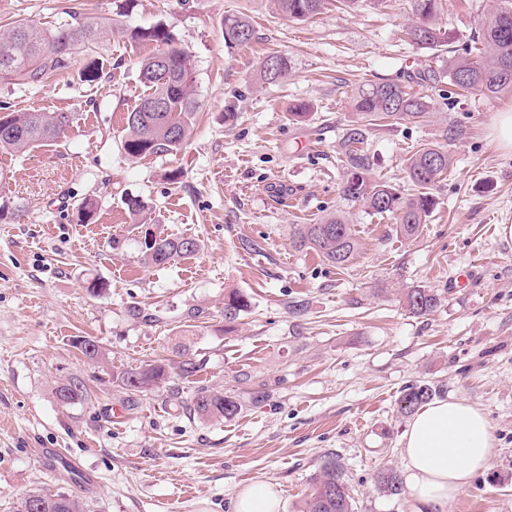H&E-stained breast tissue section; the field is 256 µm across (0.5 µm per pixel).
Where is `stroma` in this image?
Instances as JSON below:
<instances>
[{
  "label": "stroma",
  "instance_id": "1",
  "mask_svg": "<svg viewBox=\"0 0 512 512\" xmlns=\"http://www.w3.org/2000/svg\"><path fill=\"white\" fill-rule=\"evenodd\" d=\"M113 2L0 0V32L22 20L52 29L73 11L108 15ZM497 5L441 0L448 41L436 53L408 38L407 0H361L352 11L328 0L305 21L283 18L271 0H137L127 25H164L192 55L199 108L173 155L135 159L123 147L144 89L140 62L157 45L103 33L67 72L0 83L11 110L77 117L60 140L0 152V512H19L37 489L76 497L88 512H231L257 478L278 484L282 512H301L330 457L354 489L355 512H408L406 496L379 494L373 477L404 468L409 419L397 402L419 380L478 407L497 443L490 468L447 512H512V150L493 134L512 96L488 100L448 81L449 60ZM236 14L255 37L229 48L224 19ZM275 52L291 60L290 74L258 85ZM93 61L103 70L88 83L82 72ZM428 68L436 80L418 82ZM370 81L430 103L420 121L367 128L373 179L406 198L418 192L404 171L413 152L443 142L452 157L410 239L392 217L341 194V137L357 121L355 91ZM299 103L308 106L302 119L292 114ZM129 197L145 210L131 214ZM87 198L96 210L82 223L76 205ZM336 213L359 243L342 269L291 243L294 225ZM146 224L199 249L145 264ZM459 276L463 286L450 287ZM93 282L104 286L96 297ZM418 286L441 298L426 316L401 302ZM232 290L251 308L230 328ZM131 306L142 318L128 315ZM78 336L100 341L104 357L82 355ZM160 360L197 371L171 388L130 394L118 385L120 372ZM72 380L90 396L66 408L55 388ZM203 386L234 396L240 413L183 411ZM39 448L65 449L80 474L50 475Z\"/></svg>",
  "mask_w": 512,
  "mask_h": 512
}]
</instances>
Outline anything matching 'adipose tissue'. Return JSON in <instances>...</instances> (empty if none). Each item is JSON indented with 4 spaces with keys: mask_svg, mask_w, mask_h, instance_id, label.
Listing matches in <instances>:
<instances>
[{
    "mask_svg": "<svg viewBox=\"0 0 512 512\" xmlns=\"http://www.w3.org/2000/svg\"><path fill=\"white\" fill-rule=\"evenodd\" d=\"M401 454L410 512H446L472 477L489 468L496 442L478 408L453 398L437 399L410 419ZM281 506L276 484L260 478L237 495L233 512H280Z\"/></svg>",
    "mask_w": 512,
    "mask_h": 512,
    "instance_id": "obj_1",
    "label": "adipose tissue"
}]
</instances>
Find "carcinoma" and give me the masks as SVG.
Listing matches in <instances>:
<instances>
[{
	"label": "carcinoma",
	"instance_id": "cac0c4a2",
	"mask_svg": "<svg viewBox=\"0 0 512 512\" xmlns=\"http://www.w3.org/2000/svg\"><path fill=\"white\" fill-rule=\"evenodd\" d=\"M135 0H120L115 11L100 17H84L75 12L71 21L55 28L44 29L29 22H19L0 34V82L18 81L39 84L51 76L69 70L77 58L103 30L143 42L163 46L158 53L144 59L140 77L145 86L143 95L127 115L126 153L132 158L148 155H168L178 151L185 142L189 119L197 111L194 97L191 55L178 46L171 32L161 26L127 31L125 18ZM276 10L291 20H306L320 14L327 0H273ZM412 24L409 35L421 46L436 48L444 45L447 31L438 22L439 0H409ZM254 30L243 16L224 18V44L237 47L250 43ZM481 47L469 50L448 64V78L454 86L479 94L488 100L505 93L512 94V0L502 5L482 24ZM290 65L285 55H269L263 61L259 80L275 84L288 75ZM153 102H162L166 112L156 116L146 111ZM354 110L359 126L349 129L342 141L348 173L342 194L348 201L360 203L375 215L390 214L396 220V230L404 238L414 237L434 208L431 189L448 171L451 156L447 147H424L406 160L407 178L420 189L411 198L400 197L392 187L373 182L368 177L370 158L358 144L365 138V128L377 121L418 120L428 113L429 102L394 83L363 84L354 97ZM77 120L64 112H4L0 113V151L24 152L44 142L56 141ZM152 242L144 243L143 257L148 264L162 265L177 257L198 250V242L190 237L170 238L151 233ZM297 250H314L329 265L342 269L358 251V241L350 224L340 215L324 217L315 224H298L292 232ZM440 303L436 292L428 288H409L402 296V305L411 314L428 315ZM250 298L238 291L224 297V322L231 326L249 311ZM73 346L83 355L97 359L102 347L96 340L77 337ZM171 373L164 364H148L138 370L120 373L119 384L129 392L158 387L169 382ZM441 392V387L425 382L405 386L398 399V412L411 415ZM57 401L66 407L77 405L87 397L80 382H69L55 390ZM186 410L200 417H222L230 420L241 411V403L220 390L199 389ZM374 487L385 496H399L403 483L393 469H384L373 477ZM312 492L303 512H355L354 489L345 478L343 467L334 458L323 462L311 478ZM21 512H87L85 504L75 497L43 490L29 492L21 503Z\"/></svg>",
	"mask_w": 512,
	"mask_h": 512
}]
</instances>
